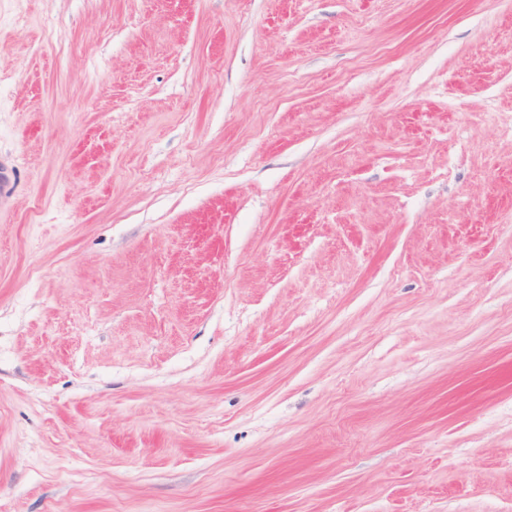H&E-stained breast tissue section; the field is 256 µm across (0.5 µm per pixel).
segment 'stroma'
<instances>
[{
  "mask_svg": "<svg viewBox=\"0 0 512 512\" xmlns=\"http://www.w3.org/2000/svg\"><path fill=\"white\" fill-rule=\"evenodd\" d=\"M0 512H512V0H0Z\"/></svg>",
  "mask_w": 512,
  "mask_h": 512,
  "instance_id": "stroma-1",
  "label": "stroma"
}]
</instances>
